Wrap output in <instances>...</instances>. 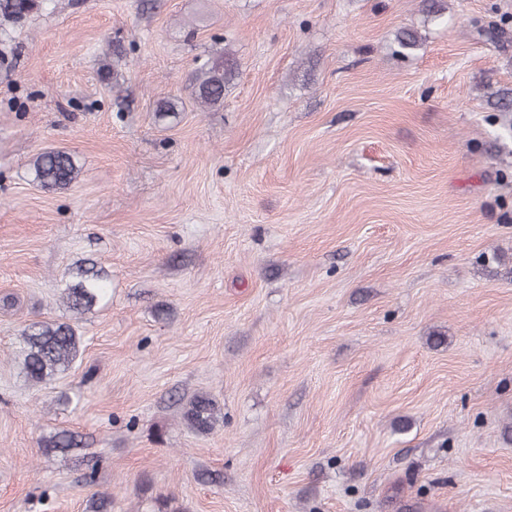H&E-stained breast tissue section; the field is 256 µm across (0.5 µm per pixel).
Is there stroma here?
Here are the masks:
<instances>
[{"instance_id": "obj_1", "label": "stroma", "mask_w": 512, "mask_h": 512, "mask_svg": "<svg viewBox=\"0 0 512 512\" xmlns=\"http://www.w3.org/2000/svg\"><path fill=\"white\" fill-rule=\"evenodd\" d=\"M445 2L444 27L423 0L0 20V512H512V41L478 33L512 0ZM47 148L69 187L34 183ZM88 262L112 296L76 318ZM34 320L81 336L47 383L14 359ZM64 428L80 447L45 450ZM224 57L207 60L196 73L195 95L202 104L215 105L224 100L226 72ZM79 174L75 157L62 150L41 152L33 163L34 180L46 189H65ZM95 268L94 264L89 268L80 265L66 281L62 299L67 311L83 314L108 295L111 289L108 275ZM220 409L207 395L193 397L185 406L183 419L188 427L200 434L209 433L219 421Z\"/></svg>"}]
</instances>
